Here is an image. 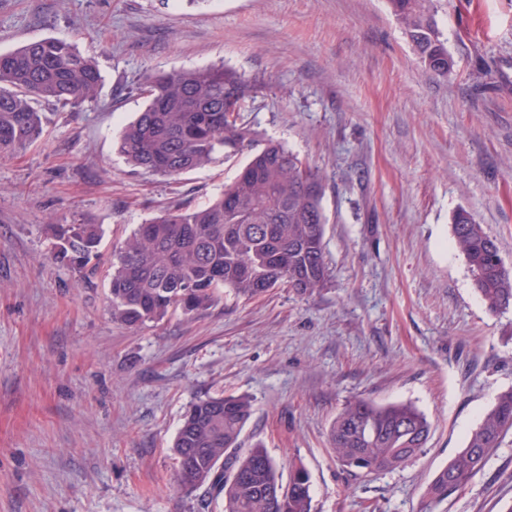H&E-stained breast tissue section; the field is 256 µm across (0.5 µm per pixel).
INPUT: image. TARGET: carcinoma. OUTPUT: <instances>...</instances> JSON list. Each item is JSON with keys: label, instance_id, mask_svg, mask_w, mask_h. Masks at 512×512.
Masks as SVG:
<instances>
[{"label": "carcinoma", "instance_id": "carcinoma-1", "mask_svg": "<svg viewBox=\"0 0 512 512\" xmlns=\"http://www.w3.org/2000/svg\"><path fill=\"white\" fill-rule=\"evenodd\" d=\"M393 16L415 45L426 72L446 77L454 67L439 31L432 0H388ZM102 83L96 63L72 42L45 38L0 52V154L37 140L42 101L79 105ZM252 82L222 65L148 75L147 105L125 127L119 149L135 168L178 177L251 147L257 133L244 119ZM317 170L284 144L267 141L220 195L197 207L164 211L137 227L112 250L109 301L112 320L127 327L160 321L177 310L199 314L224 291L250 300L288 284L312 294L326 286L322 208ZM473 285L487 310L512 307V271L499 264L493 238L466 210L451 224ZM54 259L81 276L95 274L104 231L99 224L53 226ZM253 411L247 395L193 402L176 433L178 487L204 490L224 501V512H312L311 480L291 466L283 483L265 448L241 447ZM512 430V389L500 393L466 445L426 490L433 503L462 491ZM430 422L404 403L356 401L336 417L330 445L354 474H379L404 465L426 445Z\"/></svg>", "mask_w": 512, "mask_h": 512}]
</instances>
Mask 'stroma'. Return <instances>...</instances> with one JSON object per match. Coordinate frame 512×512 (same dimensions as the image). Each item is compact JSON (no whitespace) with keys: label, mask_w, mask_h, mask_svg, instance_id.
<instances>
[{"label":"stroma","mask_w":512,"mask_h":512,"mask_svg":"<svg viewBox=\"0 0 512 512\" xmlns=\"http://www.w3.org/2000/svg\"><path fill=\"white\" fill-rule=\"evenodd\" d=\"M434 6L445 79L387 0H0V52L67 39L103 76L80 106L40 103L42 135L0 156V512H223L179 489L172 443L192 402L240 394L244 447L302 464L313 512H512V434L461 492L425 496L512 389V310L487 311L451 235L469 211L512 270V0ZM211 65L253 81L245 120L322 175L330 277L129 328L107 266L56 264L52 227L102 225L107 257L223 190L244 156L173 180L117 151L148 74ZM357 400L416 407L424 450L349 474L329 435Z\"/></svg>","instance_id":"stroma-1"}]
</instances>
